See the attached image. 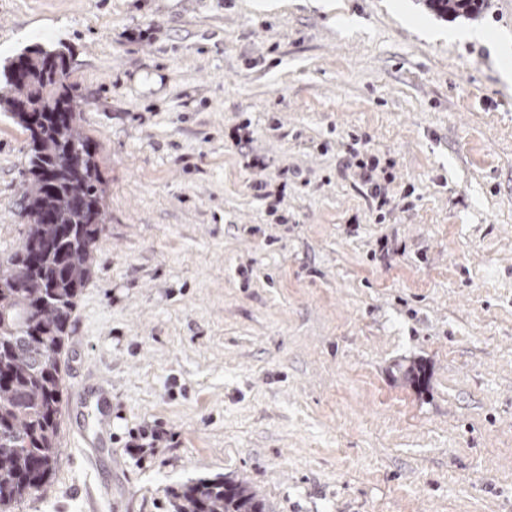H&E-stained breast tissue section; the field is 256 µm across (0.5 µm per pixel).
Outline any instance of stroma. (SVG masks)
Masks as SVG:
<instances>
[{"instance_id": "stroma-1", "label": "stroma", "mask_w": 512, "mask_h": 512, "mask_svg": "<svg viewBox=\"0 0 512 512\" xmlns=\"http://www.w3.org/2000/svg\"><path fill=\"white\" fill-rule=\"evenodd\" d=\"M248 2L0 0V63L70 52L107 186L63 422L112 387L110 457L62 433L9 512H172L218 474L273 512H512V0ZM357 137L394 163L381 224L339 168ZM29 141L0 111V256ZM439 14L449 18L476 17L484 0H428Z\"/></svg>"}]
</instances>
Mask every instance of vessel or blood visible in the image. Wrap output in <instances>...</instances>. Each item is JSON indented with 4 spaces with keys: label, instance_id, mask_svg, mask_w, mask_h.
Segmentation results:
<instances>
[{
    "label": "vessel or blood",
    "instance_id": "vessel-or-blood-1",
    "mask_svg": "<svg viewBox=\"0 0 512 512\" xmlns=\"http://www.w3.org/2000/svg\"><path fill=\"white\" fill-rule=\"evenodd\" d=\"M76 408L86 411L87 419L71 424L70 431L80 442L84 455L90 460H99L101 450L112 441V392L108 383L99 380L83 387L77 394Z\"/></svg>",
    "mask_w": 512,
    "mask_h": 512
}]
</instances>
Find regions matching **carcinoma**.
<instances>
[{
	"instance_id": "cac0c4a2",
	"label": "carcinoma",
	"mask_w": 512,
	"mask_h": 512,
	"mask_svg": "<svg viewBox=\"0 0 512 512\" xmlns=\"http://www.w3.org/2000/svg\"><path fill=\"white\" fill-rule=\"evenodd\" d=\"M439 14L475 17L483 0H429ZM69 56L36 48L0 71V108L30 135L20 213L22 244L0 256V512L44 489L60 446V356L76 300L105 229L106 182L81 125L82 99L67 83ZM51 214L54 222L43 216ZM53 249L30 265L34 239ZM173 512H271L249 483L199 479L171 491Z\"/></svg>"
}]
</instances>
